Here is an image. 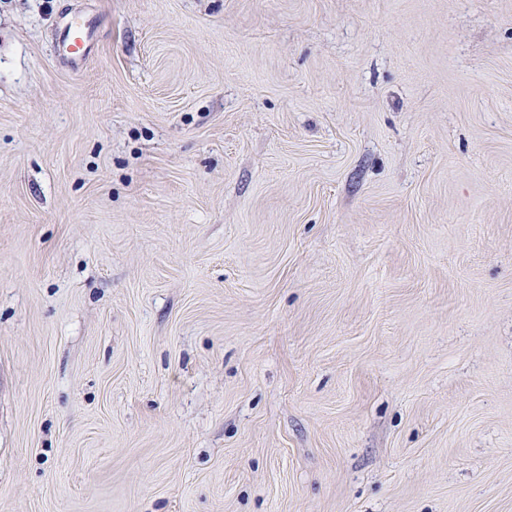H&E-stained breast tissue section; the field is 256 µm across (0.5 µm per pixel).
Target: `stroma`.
Instances as JSON below:
<instances>
[{
    "label": "stroma",
    "instance_id": "35a3bbf8",
    "mask_svg": "<svg viewBox=\"0 0 512 512\" xmlns=\"http://www.w3.org/2000/svg\"><path fill=\"white\" fill-rule=\"evenodd\" d=\"M0 512H512V0H0ZM60 28V41L65 47L64 58L73 63L84 56L90 46L92 22L89 19L64 17Z\"/></svg>",
    "mask_w": 512,
    "mask_h": 512
}]
</instances>
